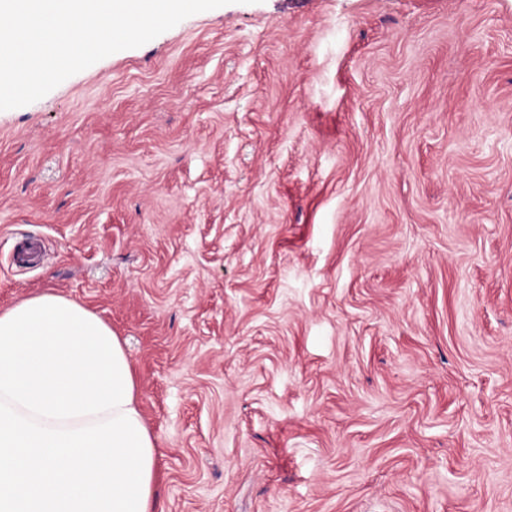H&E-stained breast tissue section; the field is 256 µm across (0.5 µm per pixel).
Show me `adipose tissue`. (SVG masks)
Listing matches in <instances>:
<instances>
[{
    "label": "adipose tissue",
    "mask_w": 512,
    "mask_h": 512,
    "mask_svg": "<svg viewBox=\"0 0 512 512\" xmlns=\"http://www.w3.org/2000/svg\"><path fill=\"white\" fill-rule=\"evenodd\" d=\"M0 403L38 427L76 430L136 409V383L111 327L49 291L0 311Z\"/></svg>",
    "instance_id": "1"
}]
</instances>
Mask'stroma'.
<instances>
[{
  "label": "stroma",
  "instance_id": "obj_1",
  "mask_svg": "<svg viewBox=\"0 0 512 512\" xmlns=\"http://www.w3.org/2000/svg\"><path fill=\"white\" fill-rule=\"evenodd\" d=\"M44 291L164 512H512V0H232L0 111V310Z\"/></svg>",
  "mask_w": 512,
  "mask_h": 512
}]
</instances>
